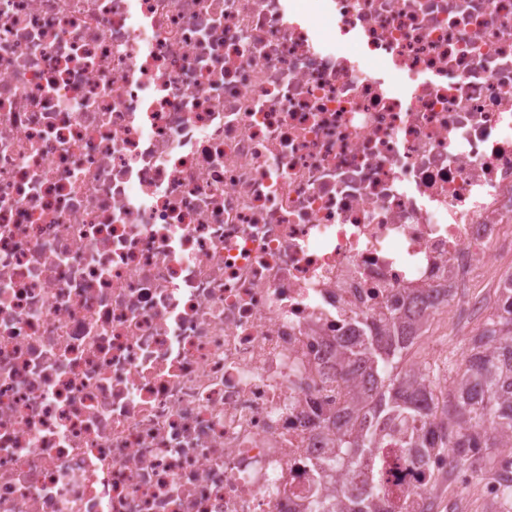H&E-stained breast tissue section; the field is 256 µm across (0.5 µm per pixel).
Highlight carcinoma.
Instances as JSON below:
<instances>
[{
    "label": "carcinoma",
    "mask_w": 512,
    "mask_h": 512,
    "mask_svg": "<svg viewBox=\"0 0 512 512\" xmlns=\"http://www.w3.org/2000/svg\"><path fill=\"white\" fill-rule=\"evenodd\" d=\"M424 322L396 313L384 325L362 323V337L336 354V374L360 381L353 407L328 421L336 433L334 456L315 462V489L299 512H437L425 499L409 501L385 490L383 452L423 465L434 454L477 470L490 463L501 506L512 512V465L494 454L512 435V304L490 314L479 334L464 341L457 386L434 384L438 370L401 365Z\"/></svg>",
    "instance_id": "carcinoma-1"
}]
</instances>
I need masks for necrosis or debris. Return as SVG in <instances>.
I'll list each match as a JSON object with an SVG mask.
<instances>
[{"label":"necrosis or debris","mask_w":512,"mask_h":512,"mask_svg":"<svg viewBox=\"0 0 512 512\" xmlns=\"http://www.w3.org/2000/svg\"><path fill=\"white\" fill-rule=\"evenodd\" d=\"M507 238L512 0H0V512H288Z\"/></svg>","instance_id":"obj_1"}]
</instances>
